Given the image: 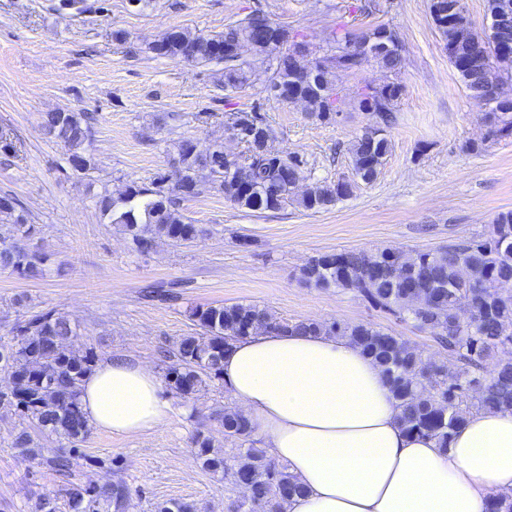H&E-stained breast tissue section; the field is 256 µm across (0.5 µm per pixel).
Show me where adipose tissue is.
<instances>
[{
    "instance_id": "obj_1",
    "label": "adipose tissue",
    "mask_w": 512,
    "mask_h": 512,
    "mask_svg": "<svg viewBox=\"0 0 512 512\" xmlns=\"http://www.w3.org/2000/svg\"><path fill=\"white\" fill-rule=\"evenodd\" d=\"M224 387L302 490L283 512H487L512 496V410L467 415L448 448L409 433L382 369L346 336L257 331L224 354ZM80 400L115 435L163 427L173 406L145 363L104 359Z\"/></svg>"
}]
</instances>
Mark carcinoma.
Returning a JSON list of instances; mask_svg holds the SVG:
<instances>
[{"label": "carcinoma", "mask_w": 512, "mask_h": 512, "mask_svg": "<svg viewBox=\"0 0 512 512\" xmlns=\"http://www.w3.org/2000/svg\"><path fill=\"white\" fill-rule=\"evenodd\" d=\"M277 26L269 14L254 11L225 26L222 33L191 36L178 30L164 46L150 45L147 50L181 60L184 46H191L189 62L224 64L226 91L249 85L253 62L260 59L272 70L267 86L271 97H277L272 92L277 84L285 94L321 99L316 112L320 119L342 112L345 97L335 78L361 68L364 58L357 50L361 36L344 25L331 30L326 43L337 53L313 58L314 74L299 80L292 71L289 39L276 41L268 50L256 47L260 37L274 36ZM474 37L484 45L481 56L467 63L452 59L450 64L469 96L484 109L487 138L512 135V101H481L474 93L486 73L494 70L499 45L477 33ZM375 59L390 75L399 73L405 63L400 52ZM403 93V85L392 81L379 91L367 85L352 99L355 109L376 119V133H362L349 148L355 176L365 183L376 180L390 150L387 128ZM94 121L89 112H47L43 118L46 133L67 148L73 169L84 173L91 168L86 144ZM224 126L239 132L244 154L252 158L244 170L245 180L237 177L240 155L225 153L222 144L203 153L184 139L173 163L177 178L172 188L163 190L164 177L158 176L148 186H128L117 198L107 193L98 197L103 219L123 226L132 250L147 253L162 238L180 246L205 236L207 230L186 217L179 202L201 194L206 184L252 211H276L290 202L319 211L352 195L354 184L347 180L317 181L301 193L294 192L295 182L307 179L306 162L297 154L272 148L274 131L260 109L233 111ZM0 200V217L10 221L7 234L0 235V270L42 275L51 255L33 243L37 227L29 220V211L9 194ZM299 280L308 287L351 291L370 307L429 331L458 363L454 383H448L447 361L424 357L403 337L380 326L311 319L289 322L266 307L236 303L189 308L194 331L163 351L171 361L164 375L167 392L180 404L195 399L209 383H224V350L232 342L259 329H291L351 337L385 373L403 407L406 430L431 437L444 449L473 409H512V288L500 287L512 280V211L499 213L488 234L437 252L384 248L318 253L302 266ZM461 293L471 304L467 320L456 317ZM78 336L79 321L46 310L16 323L12 343H0V373L12 379L11 386L0 387V408L13 409L25 424L12 435L11 447L24 459L64 476L73 466L74 447L91 431L80 403V386L98 355L92 347L73 348ZM216 420L224 429V442L231 445L234 464H228L224 452L215 449L210 432L203 430L193 437L196 460L223 474L231 485L246 486L248 502H236L235 512H278L280 503L299 491L296 477L287 465L272 461L265 449L254 446L248 420L235 409H224ZM65 497L69 512H125L131 490L123 479L110 477L102 484L69 482Z\"/></svg>", "instance_id": "cac0c4a2"}]
</instances>
